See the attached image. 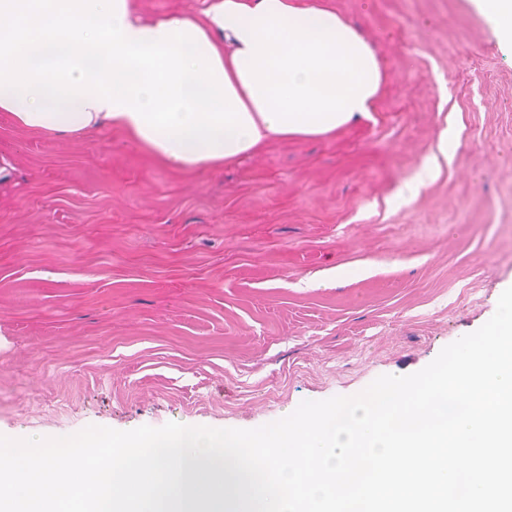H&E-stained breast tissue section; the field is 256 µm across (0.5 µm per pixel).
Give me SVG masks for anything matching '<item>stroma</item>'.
<instances>
[{
    "mask_svg": "<svg viewBox=\"0 0 512 512\" xmlns=\"http://www.w3.org/2000/svg\"><path fill=\"white\" fill-rule=\"evenodd\" d=\"M211 0H132L149 23ZM374 112L174 172L0 112V435L258 428L409 375L512 287V43L476 0H317Z\"/></svg>",
    "mask_w": 512,
    "mask_h": 512,
    "instance_id": "stroma-1",
    "label": "stroma"
}]
</instances>
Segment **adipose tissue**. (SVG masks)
Instances as JSON below:
<instances>
[{"label": "adipose tissue", "instance_id": "adipose-tissue-1", "mask_svg": "<svg viewBox=\"0 0 512 512\" xmlns=\"http://www.w3.org/2000/svg\"><path fill=\"white\" fill-rule=\"evenodd\" d=\"M376 54L336 11L212 0L204 19L131 18V0H0V112L51 136L109 125L176 172L368 115Z\"/></svg>", "mask_w": 512, "mask_h": 512}]
</instances>
